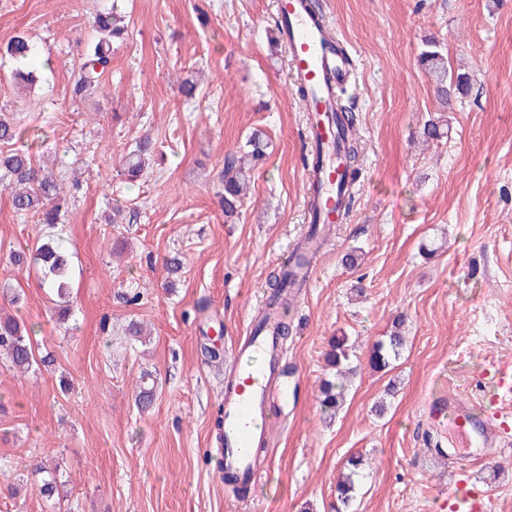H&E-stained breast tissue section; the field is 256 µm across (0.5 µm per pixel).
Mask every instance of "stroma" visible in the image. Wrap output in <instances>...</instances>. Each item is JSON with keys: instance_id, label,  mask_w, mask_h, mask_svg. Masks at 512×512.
<instances>
[{"instance_id": "stroma-1", "label": "stroma", "mask_w": 512, "mask_h": 512, "mask_svg": "<svg viewBox=\"0 0 512 512\" xmlns=\"http://www.w3.org/2000/svg\"><path fill=\"white\" fill-rule=\"evenodd\" d=\"M317 2L356 66L344 104L359 177L347 219L320 227L311 284L288 316L286 394L261 477L240 498L217 466L227 368L270 273L309 230L306 114L275 0H0V51L30 37L37 76L18 86L0 54V110L29 129L18 148L60 184L70 268L62 299L40 267L10 261L49 229L14 212L0 184V314L54 356L25 373L0 363V512H336L349 471L351 512H443L452 466L491 512H512V452L472 460L426 413L444 390L481 400L512 365V0ZM109 8L127 30L104 87L73 95L94 17ZM431 41L469 77L445 105L420 63ZM432 121L443 135L428 140ZM255 132L265 157L246 162L228 219L224 163L243 159ZM146 137L151 163L127 183L122 160ZM116 208L122 221L109 223ZM400 317L399 357L372 368ZM133 322L142 336L129 335ZM339 336L354 374L330 414L321 386ZM38 463L63 466L53 498L38 491Z\"/></svg>"}]
</instances>
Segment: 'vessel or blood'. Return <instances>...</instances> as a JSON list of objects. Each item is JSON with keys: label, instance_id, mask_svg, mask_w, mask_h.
I'll return each instance as SVG.
<instances>
[{"label": "vessel or blood", "instance_id": "b4317fda", "mask_svg": "<svg viewBox=\"0 0 512 512\" xmlns=\"http://www.w3.org/2000/svg\"><path fill=\"white\" fill-rule=\"evenodd\" d=\"M281 34L288 44L289 73L305 87L307 112L305 136L321 153L319 167L310 169L304 199L308 214L319 223L333 224L341 215L338 184L344 171L336 159V129L331 115L336 110L334 92L353 78L345 57L337 53V40L320 16L312 14L304 0H276ZM274 320L262 321L259 334H252L235 348L230 376L224 386V426L220 462L224 471L247 481L258 477V463L251 454L270 428L269 411L280 384L279 345ZM433 421L448 420L454 429L482 456L494 438L512 441V426L477 412L469 400L448 393L428 406ZM448 512H489V498L468 477L458 476L445 502Z\"/></svg>", "mask_w": 512, "mask_h": 512}]
</instances>
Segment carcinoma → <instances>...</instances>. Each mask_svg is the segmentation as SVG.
I'll use <instances>...</instances> for the list:
<instances>
[{
	"mask_svg": "<svg viewBox=\"0 0 512 512\" xmlns=\"http://www.w3.org/2000/svg\"><path fill=\"white\" fill-rule=\"evenodd\" d=\"M93 27L96 39L87 47L81 73L75 81L74 93L82 94L97 88L102 83V77L111 62L112 40L124 34L123 20L114 11L98 13L94 17ZM5 53L13 59L19 68L15 75L25 83L35 81V74L23 68L35 54L34 43L26 36L18 35L8 42ZM422 62L435 80L438 96L448 99V90L455 89L459 93L467 91L469 82L464 74H454L448 71L445 56L437 49L434 42L429 43V49L422 53ZM338 135L336 151L344 152L346 162L347 186L353 187L356 179L358 158L356 141L347 135L353 127L351 115H346L337 122ZM24 129L11 117L0 114V180L8 181L14 188L11 205L17 212L31 213L39 217V223L55 227L61 222L63 200L60 198L59 185L40 176L31 155L13 150L10 145L23 137ZM153 153V145L142 141L136 145L124 161V174L131 181L137 180L148 165ZM242 170L236 167L235 161H229L224 166V195L222 204L224 217L231 218L238 212L240 206ZM34 259L42 264L48 286L56 290L62 298L68 288L67 257L61 247V238L49 235L35 249ZM297 272L294 270H275L269 275L271 295L269 304L279 305L283 311H288L290 302L284 298L287 289L295 283ZM404 345V337L395 331L388 336V341L376 344L371 356V364L377 369H384L389 360L398 357ZM0 358L15 369L26 372L36 363L35 351L29 336L25 335L20 324L12 318H0ZM349 360L347 337L341 336L331 343L328 352V362L336 367L337 372ZM345 386L343 382H324L322 389V406L326 409H336L343 401Z\"/></svg>",
	"mask_w": 512,
	"mask_h": 512,
	"instance_id": "cac0c4a2",
	"label": "carcinoma"
}]
</instances>
